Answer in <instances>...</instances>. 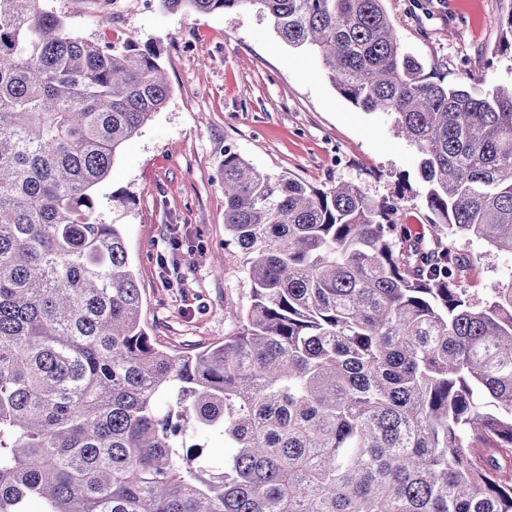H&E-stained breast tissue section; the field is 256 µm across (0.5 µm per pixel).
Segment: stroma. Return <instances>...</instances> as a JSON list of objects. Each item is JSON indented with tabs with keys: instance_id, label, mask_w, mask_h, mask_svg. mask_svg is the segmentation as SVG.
<instances>
[{
	"instance_id": "stroma-1",
	"label": "stroma",
	"mask_w": 512,
	"mask_h": 512,
	"mask_svg": "<svg viewBox=\"0 0 512 512\" xmlns=\"http://www.w3.org/2000/svg\"><path fill=\"white\" fill-rule=\"evenodd\" d=\"M66 27L102 44L134 36L154 47L170 85L165 106L117 150L94 195L101 222L120 225L142 288V319L172 349L234 331L226 304L247 307L246 254L224 232L225 149L320 189L340 182L395 208L396 223L429 230L417 153L392 116L346 101L313 54L285 44L249 9L164 11L157 0H48ZM401 43L426 72L487 91L512 82L499 19L512 0H384ZM130 195L115 206L114 194ZM461 285L476 299L512 277V255L460 240Z\"/></svg>"
}]
</instances>
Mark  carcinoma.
<instances>
[{
    "label": "carcinoma",
    "instance_id": "cac0c4a2",
    "mask_svg": "<svg viewBox=\"0 0 512 512\" xmlns=\"http://www.w3.org/2000/svg\"><path fill=\"white\" fill-rule=\"evenodd\" d=\"M159 4L254 9L395 117L433 240L226 149L251 302L224 343L165 349L93 193L169 98L159 55L0 0V512H512V279L473 299L457 248L512 255V87L424 73L383 0ZM215 430L219 463L194 443Z\"/></svg>",
    "mask_w": 512,
    "mask_h": 512
}]
</instances>
